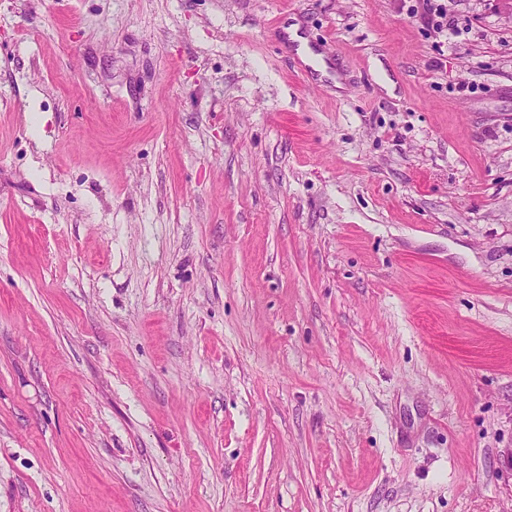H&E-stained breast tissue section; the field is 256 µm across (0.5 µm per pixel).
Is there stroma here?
<instances>
[{"mask_svg":"<svg viewBox=\"0 0 512 512\" xmlns=\"http://www.w3.org/2000/svg\"><path fill=\"white\" fill-rule=\"evenodd\" d=\"M440 2L0 0V512H512V25Z\"/></svg>","mask_w":512,"mask_h":512,"instance_id":"35a3bbf8","label":"stroma"}]
</instances>
